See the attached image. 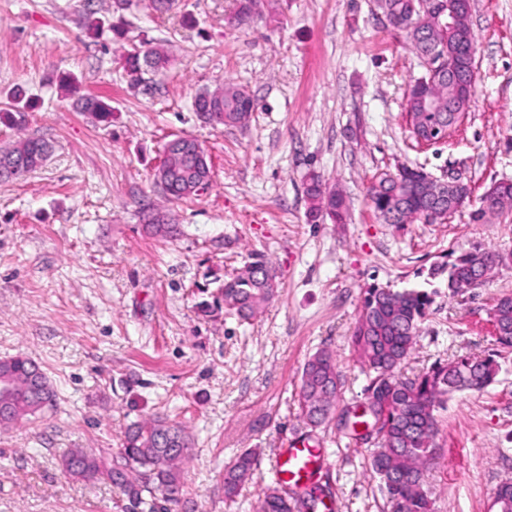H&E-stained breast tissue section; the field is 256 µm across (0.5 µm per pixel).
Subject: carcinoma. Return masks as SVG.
Wrapping results in <instances>:
<instances>
[{"label": "carcinoma", "instance_id": "obj_1", "mask_svg": "<svg viewBox=\"0 0 512 512\" xmlns=\"http://www.w3.org/2000/svg\"><path fill=\"white\" fill-rule=\"evenodd\" d=\"M387 18L391 30L404 35L419 56L448 51L464 37L476 44L468 23L470 4L460 6L458 22L448 30L449 0H375ZM264 0H240L231 23L249 26L264 16ZM128 86L146 92L152 88V75L166 69L170 58L149 40L131 45L121 58ZM474 81V67L466 60L452 75L433 77L424 72L406 94V112L414 136L448 127V107L467 110L475 90L464 86ZM66 89L74 105L82 112L107 117L110 106L103 100L84 94L72 79ZM193 111L214 112L216 125L245 123L256 110L253 98L238 85L226 82L200 91L193 100ZM50 144L38 138H26L0 149V181H7L41 168L50 154ZM426 172L403 166L395 173H383L367 189L373 210L387 224H409L422 220L438 207L437 199L423 188ZM311 221L327 218L344 224L348 206L341 190L311 172L303 190ZM469 201L464 188L444 203L448 216ZM473 219L480 221L512 205V182L490 186L479 199ZM512 263L511 254L488 251L465 252L448 261L435 263L429 276L442 277L448 294L455 296L467 285L478 288L496 271ZM278 291L276 272L263 255L252 260L224 280L221 296L224 308L241 320L261 313ZM433 303L432 293L409 289L393 291L371 286L364 291L351 344L362 374L366 377L364 401L360 410L341 417L340 424L355 440H376L370 453V472L379 480L381 491L392 512H435L433 492L426 472L438 457L439 411L448 400L464 391H481L492 385L500 365L492 355L460 356L438 363L413 378L400 374L411 356L421 325ZM490 323L496 343L512 349V295L499 297L490 310ZM55 390L46 375L27 357L17 355L0 359V426L29 422L54 405ZM341 398V378L331 351L322 349L305 362L298 403L306 423L314 428L325 424L336 411ZM191 441L178 423L163 418L146 419L131 425L122 448L111 457L96 456L82 449L73 450L63 460L64 471L88 481L106 480L122 490L129 509L142 506L154 512L157 498L176 502L184 487L183 464L191 452ZM254 449L241 452L224 468V497L232 499L257 466ZM330 497L321 483L289 487L275 483L263 490L259 512H320V504ZM494 512H512V481L500 483L493 492Z\"/></svg>", "mask_w": 512, "mask_h": 512}]
</instances>
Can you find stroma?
<instances>
[{
  "label": "stroma",
  "instance_id": "1",
  "mask_svg": "<svg viewBox=\"0 0 512 512\" xmlns=\"http://www.w3.org/2000/svg\"><path fill=\"white\" fill-rule=\"evenodd\" d=\"M470 4L476 94L448 138L426 146L405 110L422 62L373 0H270L266 19L240 28L227 23L236 0H180L164 16L149 0L123 11L104 0L98 16L110 28L96 39L81 27L84 0H0V108L18 88L31 100L22 127L0 123V147L52 145L41 169L0 182V359L30 358L56 392L54 409L0 427V512H126L110 483L70 476L62 460L75 448L117 452L131 423L155 416L192 440L170 512H255L277 449L307 431L298 391L308 357L334 352L340 410L361 400L349 337L373 285L435 293L405 375L499 351L496 382L440 411L427 477L438 512H490L494 489L512 481V351L498 350L488 312L512 295V264L453 297L426 271L453 254L512 251V208L478 223L465 207L432 224H386L366 197L377 174L401 164L468 184L476 198L512 180V0ZM141 38L171 57L145 94L129 89L118 61ZM64 75L100 96L108 118L78 111ZM227 80L258 103L245 126H213L192 110L197 92ZM173 135L211 159L198 197L168 199L155 182ZM312 170L343 191L348 223L308 221ZM148 207L178 225L176 239L147 229ZM253 252L270 259L279 290L242 323L218 296ZM314 437L332 512H391L368 472L369 445L333 422ZM247 448L259 464L225 500L224 467Z\"/></svg>",
  "mask_w": 512,
  "mask_h": 512
}]
</instances>
